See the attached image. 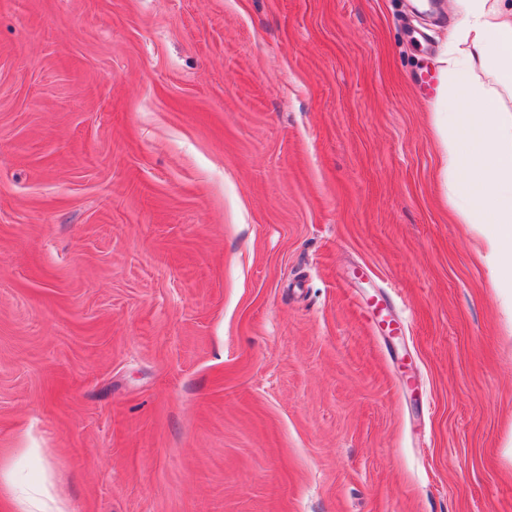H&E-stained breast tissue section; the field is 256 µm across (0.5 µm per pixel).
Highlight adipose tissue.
I'll list each match as a JSON object with an SVG mask.
<instances>
[{
	"instance_id": "obj_1",
	"label": "adipose tissue",
	"mask_w": 512,
	"mask_h": 512,
	"mask_svg": "<svg viewBox=\"0 0 512 512\" xmlns=\"http://www.w3.org/2000/svg\"><path fill=\"white\" fill-rule=\"evenodd\" d=\"M458 23L441 58L434 129L460 223L484 236L487 257L512 267V0H454ZM492 233H485V226Z\"/></svg>"
}]
</instances>
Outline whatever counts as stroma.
<instances>
[{
    "label": "stroma",
    "mask_w": 512,
    "mask_h": 512,
    "mask_svg": "<svg viewBox=\"0 0 512 512\" xmlns=\"http://www.w3.org/2000/svg\"><path fill=\"white\" fill-rule=\"evenodd\" d=\"M456 21L0 0V468L65 512H512V273L433 133Z\"/></svg>",
    "instance_id": "obj_1"
}]
</instances>
